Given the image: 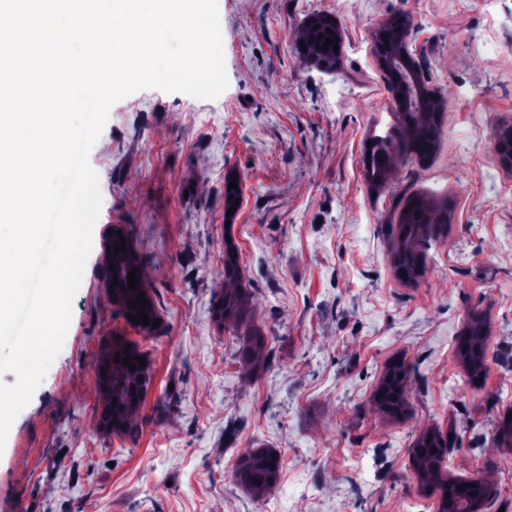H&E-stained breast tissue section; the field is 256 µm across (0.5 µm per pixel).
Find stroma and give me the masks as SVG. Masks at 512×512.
Masks as SVG:
<instances>
[{"mask_svg": "<svg viewBox=\"0 0 512 512\" xmlns=\"http://www.w3.org/2000/svg\"><path fill=\"white\" fill-rule=\"evenodd\" d=\"M227 88L214 98L159 89L115 102L88 161L101 208L62 348L0 447V512H435L409 450L450 439L448 472L497 488L512 512V171L493 137L512 124V0H217ZM410 14L408 43L444 98L445 135L424 162L396 157L385 183L365 152L396 118L374 34ZM315 14L344 30L335 72L301 62L294 40ZM239 205L224 208L227 181ZM447 203V239L427 245L416 283L394 271L402 197ZM140 260L160 316L153 334L109 291L110 230ZM246 277L244 310L261 364L236 361L225 327L224 240ZM489 321V367L467 381L455 339ZM147 357L135 436L103 432L99 365L115 340ZM408 365L406 416L373 394ZM248 448L283 460L256 496L235 478Z\"/></svg>", "mask_w": 512, "mask_h": 512, "instance_id": "stroma-1", "label": "stroma"}]
</instances>
